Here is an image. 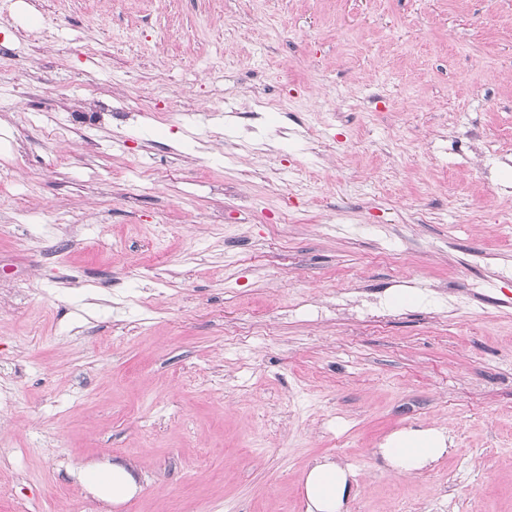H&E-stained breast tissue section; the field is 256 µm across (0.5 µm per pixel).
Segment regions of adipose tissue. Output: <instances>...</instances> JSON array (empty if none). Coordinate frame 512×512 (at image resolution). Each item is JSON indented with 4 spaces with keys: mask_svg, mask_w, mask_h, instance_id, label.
<instances>
[{
    "mask_svg": "<svg viewBox=\"0 0 512 512\" xmlns=\"http://www.w3.org/2000/svg\"><path fill=\"white\" fill-rule=\"evenodd\" d=\"M449 445L447 436L437 429H404L393 433L377 453L391 470L419 474L447 454ZM80 479L96 496L115 504L128 501L137 490L130 470L119 463L83 468ZM304 491L306 512H347L351 472L327 458L314 461Z\"/></svg>",
    "mask_w": 512,
    "mask_h": 512,
    "instance_id": "adipose-tissue-1",
    "label": "adipose tissue"
}]
</instances>
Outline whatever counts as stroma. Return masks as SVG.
Here are the masks:
<instances>
[{
    "label": "stroma",
    "instance_id": "obj_1",
    "mask_svg": "<svg viewBox=\"0 0 512 512\" xmlns=\"http://www.w3.org/2000/svg\"><path fill=\"white\" fill-rule=\"evenodd\" d=\"M0 165V512H512V0H0ZM451 442L434 428L404 429L393 433L377 449L388 468L403 474H420L448 453ZM351 472L329 458L314 461L304 482L307 512H349ZM80 479L96 496L112 504L128 501L137 490L130 470L119 463L85 467L80 471Z\"/></svg>",
    "mask_w": 512,
    "mask_h": 512
}]
</instances>
